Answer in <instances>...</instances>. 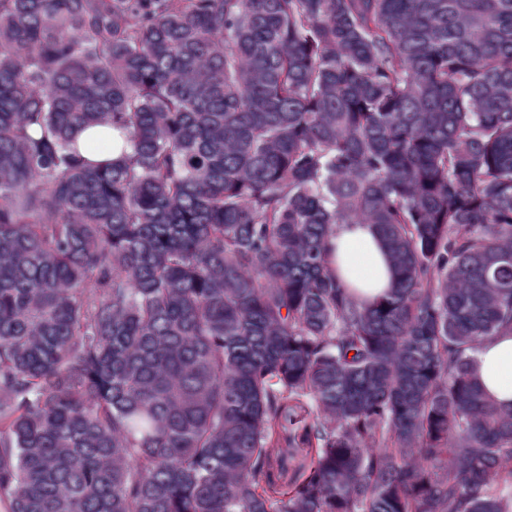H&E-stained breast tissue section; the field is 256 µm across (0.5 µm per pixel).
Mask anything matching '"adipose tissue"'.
Returning <instances> with one entry per match:
<instances>
[{
	"label": "adipose tissue",
	"instance_id": "ef3b65f1",
	"mask_svg": "<svg viewBox=\"0 0 512 512\" xmlns=\"http://www.w3.org/2000/svg\"><path fill=\"white\" fill-rule=\"evenodd\" d=\"M337 277L362 299L371 301L390 285L389 258L370 224L337 225L330 238ZM473 373L503 409L512 408V333L485 340L474 354Z\"/></svg>",
	"mask_w": 512,
	"mask_h": 512
}]
</instances>
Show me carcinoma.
<instances>
[{
  "mask_svg": "<svg viewBox=\"0 0 512 512\" xmlns=\"http://www.w3.org/2000/svg\"><path fill=\"white\" fill-rule=\"evenodd\" d=\"M504 331L512 0H0L3 512H512ZM112 141V152L108 153L107 150L103 152L92 153L88 151L89 144H100ZM114 146V148H113ZM78 147L81 153L90 161L95 163H103L112 158L118 157L122 150L125 148L126 152H130V148L123 144V141L118 137V132L113 131L110 126H94L83 130L78 135ZM87 150V152L85 151ZM330 244L336 276L361 299L371 302L389 288V258L373 225L338 224ZM473 357L475 378L503 409L512 408V333L485 340Z\"/></svg>",
  "mask_w": 512,
  "mask_h": 512,
  "instance_id": "1",
  "label": "carcinoma"
}]
</instances>
